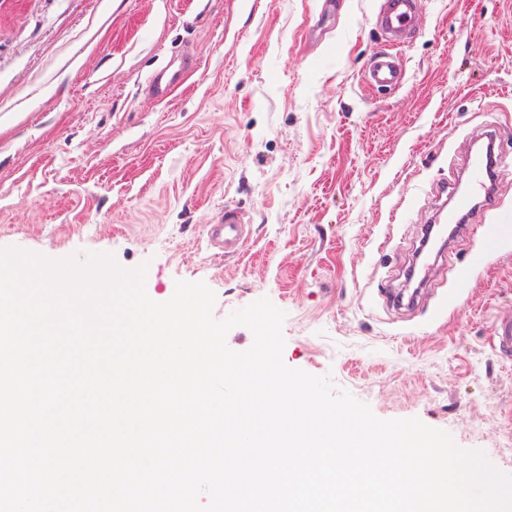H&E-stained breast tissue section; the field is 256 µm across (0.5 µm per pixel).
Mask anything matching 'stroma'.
Listing matches in <instances>:
<instances>
[{"mask_svg": "<svg viewBox=\"0 0 512 512\" xmlns=\"http://www.w3.org/2000/svg\"><path fill=\"white\" fill-rule=\"evenodd\" d=\"M378 0H0V247L268 298L283 360L381 419L418 418L512 475V241L420 309H384L437 186L493 125L512 143V0H423L400 88H367ZM168 100L142 91L171 56ZM240 255L209 248L224 205Z\"/></svg>", "mask_w": 512, "mask_h": 512, "instance_id": "35a3bbf8", "label": "stroma"}]
</instances>
